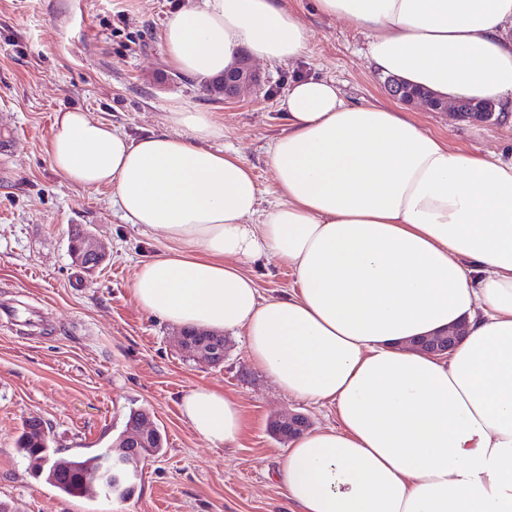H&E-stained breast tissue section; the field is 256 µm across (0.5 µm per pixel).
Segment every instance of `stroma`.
Here are the masks:
<instances>
[{"mask_svg":"<svg viewBox=\"0 0 512 512\" xmlns=\"http://www.w3.org/2000/svg\"><path fill=\"white\" fill-rule=\"evenodd\" d=\"M309 31L298 59L261 64L269 83L234 100L167 61L166 17L187 0H0V126L14 143L0 155V301L26 303L42 324L30 335L0 323V502L9 512H290L275 469L289 444L270 431L284 412L313 427L335 425L333 409L281 392L227 336L222 365L199 363L176 342L177 326L145 312L132 293L135 269L162 242L124 223L107 188L85 190L55 172L44 150L56 112L81 108L132 138L160 131L176 105L216 113L218 145L239 150L274 202L267 149L280 135V103L298 76L335 81L346 103L398 107L365 58L366 36L324 16L312 0H284ZM450 148L512 153V124L455 121L419 111ZM91 233L105 259L93 274L75 265L72 234ZM193 386L224 391L242 409L237 444L214 448L182 419ZM149 410L164 452L140 465L131 495H66L18 454L22 424L39 418L61 457L101 452Z\"/></svg>","mask_w":512,"mask_h":512,"instance_id":"35a3bbf8","label":"stroma"}]
</instances>
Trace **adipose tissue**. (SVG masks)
Returning <instances> with one entry per match:
<instances>
[{
  "instance_id": "ef3b65f1",
  "label": "adipose tissue",
  "mask_w": 512,
  "mask_h": 512,
  "mask_svg": "<svg viewBox=\"0 0 512 512\" xmlns=\"http://www.w3.org/2000/svg\"><path fill=\"white\" fill-rule=\"evenodd\" d=\"M315 4L366 33L371 71L512 112V0ZM162 41L209 81L245 54L297 59L308 33L282 0H190ZM281 106L266 207L239 153L213 148L210 112L173 107L135 140L67 109L46 154L163 241L133 278L144 311L244 337L283 392L334 408L337 426L294 438L276 471L294 512H512V157L449 149L415 113L347 105L331 80L294 81ZM261 256L294 288L265 294L243 269ZM460 324L448 356L408 347ZM180 412L212 447L241 436L222 391L189 388Z\"/></svg>"
}]
</instances>
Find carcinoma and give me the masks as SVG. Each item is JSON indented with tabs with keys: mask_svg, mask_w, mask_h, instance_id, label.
<instances>
[{
	"mask_svg": "<svg viewBox=\"0 0 512 512\" xmlns=\"http://www.w3.org/2000/svg\"><path fill=\"white\" fill-rule=\"evenodd\" d=\"M18 451L29 461L31 468L39 475H46L47 481L64 494L83 496V485L96 486L99 491L112 493L120 498L133 491V485L115 488L105 480L104 475L112 462V449L101 453L79 455L68 460L56 458L57 450L52 447L48 432L42 424L30 419L23 425L17 441Z\"/></svg>",
	"mask_w": 512,
	"mask_h": 512,
	"instance_id": "1",
	"label": "carcinoma"
}]
</instances>
